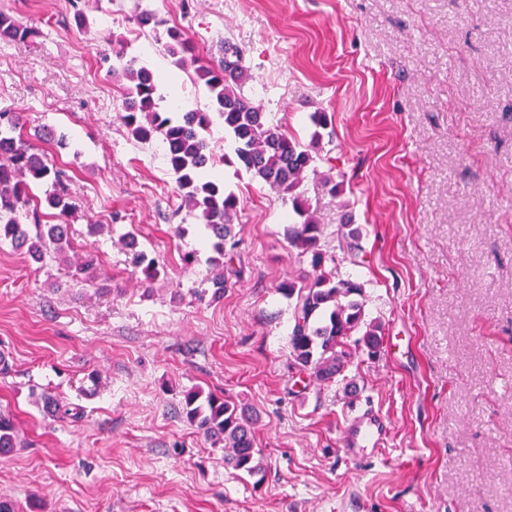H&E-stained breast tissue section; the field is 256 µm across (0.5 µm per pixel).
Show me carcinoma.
<instances>
[{"mask_svg":"<svg viewBox=\"0 0 512 512\" xmlns=\"http://www.w3.org/2000/svg\"><path fill=\"white\" fill-rule=\"evenodd\" d=\"M136 24L159 34L164 53L182 70H193L192 79L209 95L212 111L164 112L160 109L154 73L141 65L137 56L124 49L115 51L110 73L122 83L125 96L122 122L128 134L141 144L160 141L165 145L167 166L176 178L183 208L199 219L212 239L213 256L208 262L215 274L208 279L213 297L224 295V248H236L234 219L239 199L224 188V183L208 171L214 164L206 134L215 122L224 125L235 142L238 165L284 199H291L294 212L302 218L288 225L290 244L310 257L311 272L299 279H288L278 291L296 299L294 324L289 334L293 365L310 370L317 380L333 383L352 358L347 340L359 335L356 345L376 353L382 327L365 319L364 291L361 283L340 279L323 269L320 248L323 225L307 197L308 183L315 191L336 192L329 178L317 177L316 157L282 127L274 123L261 105L244 93L251 74L244 52L224 41V53L216 63L201 57L194 43L178 26H168L156 12L142 9ZM30 31L13 16L0 12V41L17 43ZM65 171L53 163L24 134L20 114L0 112V243L25 253L32 261L47 266L62 258L68 264L71 280L101 288L97 256L88 252L73 261L72 225L68 222L73 205ZM49 182L52 190L45 197L31 194L34 185ZM60 219L45 224L46 211ZM122 245L134 272L143 284L150 285L165 274L157 261L140 249L137 237L123 235ZM42 410L51 416H68L70 408L44 393ZM187 419L198 425L215 444H224V463L233 470L255 475L262 459L255 448L251 418L238 405L200 389L184 392ZM20 445L13 418L0 413V458L10 456Z\"/></svg>","mask_w":512,"mask_h":512,"instance_id":"1","label":"carcinoma"}]
</instances>
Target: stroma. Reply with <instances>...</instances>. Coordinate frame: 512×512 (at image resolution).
I'll return each instance as SVG.
<instances>
[{"label":"stroma","mask_w":512,"mask_h":512,"mask_svg":"<svg viewBox=\"0 0 512 512\" xmlns=\"http://www.w3.org/2000/svg\"><path fill=\"white\" fill-rule=\"evenodd\" d=\"M147 6L210 60L245 51L246 90L302 145L318 143L336 194H311L336 277L363 283L376 356L335 383L291 368L293 300L309 271L290 247V202L234 162L223 124L215 171L240 200V248L221 298L212 250L181 209L158 144L130 139L122 101L99 98L124 47L163 74L161 109H207L134 21ZM36 37L0 57V110L54 126L48 156L72 178L75 247L108 287L0 244V412L23 443L0 459L16 512H512V0H0ZM328 116L317 129L311 116ZM361 237L341 241L343 214ZM100 234L87 233L89 223ZM134 233L167 273L145 287L120 244ZM197 253L184 267V253ZM257 414L261 473L224 463L182 411L185 391ZM51 392L81 415H44ZM390 420L381 456L346 458L350 407Z\"/></svg>","instance_id":"stroma-1"}]
</instances>
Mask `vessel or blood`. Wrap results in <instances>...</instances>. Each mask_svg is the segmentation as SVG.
<instances>
[{
    "instance_id": "1",
    "label": "vessel or blood",
    "mask_w": 512,
    "mask_h": 512,
    "mask_svg": "<svg viewBox=\"0 0 512 512\" xmlns=\"http://www.w3.org/2000/svg\"><path fill=\"white\" fill-rule=\"evenodd\" d=\"M390 433L388 419L371 402L356 404L343 429L342 446L352 459L378 455Z\"/></svg>"
}]
</instances>
